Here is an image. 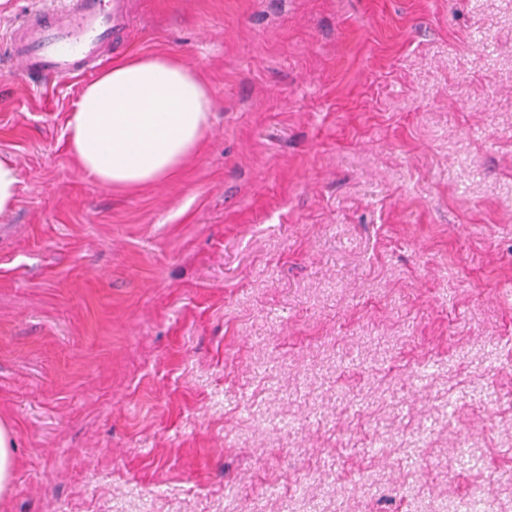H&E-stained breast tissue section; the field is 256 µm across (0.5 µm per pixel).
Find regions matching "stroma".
I'll return each instance as SVG.
<instances>
[{
    "mask_svg": "<svg viewBox=\"0 0 512 512\" xmlns=\"http://www.w3.org/2000/svg\"><path fill=\"white\" fill-rule=\"evenodd\" d=\"M160 53L215 110L127 192L0 67V512H512V0H136ZM20 171L16 160L0 154V216L11 213L18 200ZM16 467L15 438L12 430L0 424V495L11 488Z\"/></svg>",
    "mask_w": 512,
    "mask_h": 512,
    "instance_id": "stroma-1",
    "label": "stroma"
}]
</instances>
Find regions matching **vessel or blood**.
<instances>
[{
    "label": "vessel or blood",
    "instance_id": "1",
    "mask_svg": "<svg viewBox=\"0 0 512 512\" xmlns=\"http://www.w3.org/2000/svg\"><path fill=\"white\" fill-rule=\"evenodd\" d=\"M130 20L129 0H68L57 13L28 14L5 51L22 64L32 89L50 76L72 78L91 73L107 62L106 47Z\"/></svg>",
    "mask_w": 512,
    "mask_h": 512
}]
</instances>
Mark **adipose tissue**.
I'll list each match as a JSON object with an SVG mask.
<instances>
[{"label":"adipose tissue","instance_id":"ef3b65f1","mask_svg":"<svg viewBox=\"0 0 512 512\" xmlns=\"http://www.w3.org/2000/svg\"><path fill=\"white\" fill-rule=\"evenodd\" d=\"M214 105L209 84L180 59L133 55L83 85L67 149L106 188L158 184L195 154Z\"/></svg>","mask_w":512,"mask_h":512}]
</instances>
